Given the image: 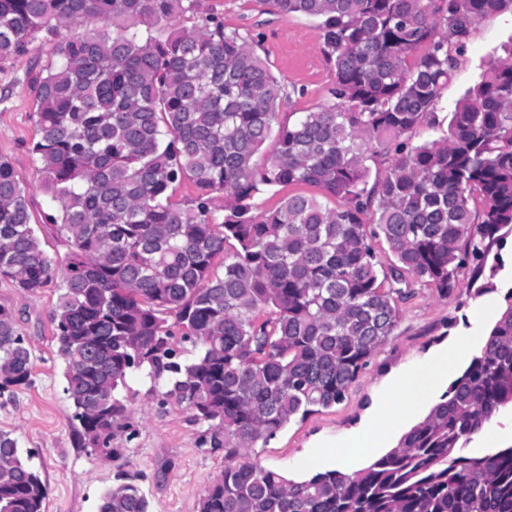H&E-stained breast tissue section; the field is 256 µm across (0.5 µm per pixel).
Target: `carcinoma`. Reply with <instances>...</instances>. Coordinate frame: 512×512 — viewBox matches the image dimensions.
Wrapping results in <instances>:
<instances>
[{
	"mask_svg": "<svg viewBox=\"0 0 512 512\" xmlns=\"http://www.w3.org/2000/svg\"><path fill=\"white\" fill-rule=\"evenodd\" d=\"M265 2L316 22L333 73L329 101L288 124L255 40L226 32L202 0H0V69L40 37L53 43L31 78L28 152L54 204L45 221L71 248L56 275L0 157V278L58 290L52 338L83 447L115 454L135 372L207 424L224 470L198 512H512V445L463 453L512 408V288L478 354L371 464L295 481L237 461L346 399L411 283L446 297L460 273L499 267L512 234V41L440 138L412 140L422 120L442 124L456 54L512 0ZM187 15L196 23L178 26ZM379 162L388 172L371 185ZM186 179L194 194L173 201ZM298 183L337 206L302 193L253 203ZM379 241L395 258L387 271ZM33 365L0 305V390L30 385ZM118 480L99 512H149L135 479ZM47 496L0 431V512H44ZM290 193H296V192H302L309 195H315L317 198L321 199L324 203L328 204L330 207L336 206V203L332 199H325L321 196L320 192L312 186L309 185H294L290 187H286L282 190L280 188H275L272 191H266L262 194H258L255 199L254 203L259 209L267 210L272 207H275L279 200Z\"/></svg>",
	"mask_w": 512,
	"mask_h": 512,
	"instance_id": "1",
	"label": "carcinoma"
}]
</instances>
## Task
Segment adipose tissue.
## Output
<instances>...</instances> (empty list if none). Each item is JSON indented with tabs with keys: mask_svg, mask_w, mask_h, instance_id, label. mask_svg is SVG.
<instances>
[{
	"mask_svg": "<svg viewBox=\"0 0 512 512\" xmlns=\"http://www.w3.org/2000/svg\"><path fill=\"white\" fill-rule=\"evenodd\" d=\"M472 353V339L464 336L426 363L407 369L393 384L395 391L401 393L404 400L397 415L378 411L367 425L350 432L337 442L334 452L318 449L312 457L313 462H321L331 455L335 458L336 468L345 472L354 471L360 464L369 462L378 448L387 443L391 418L403 420L412 415L417 409L419 395L427 392L433 381L447 377L455 365L468 360Z\"/></svg>",
	"mask_w": 512,
	"mask_h": 512,
	"instance_id": "adipose-tissue-1",
	"label": "adipose tissue"
}]
</instances>
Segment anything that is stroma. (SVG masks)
<instances>
[{"label": "stroma", "mask_w": 512, "mask_h": 512, "mask_svg": "<svg viewBox=\"0 0 512 512\" xmlns=\"http://www.w3.org/2000/svg\"><path fill=\"white\" fill-rule=\"evenodd\" d=\"M205 3L223 12L226 31H238L257 42L258 53L268 60L288 93L280 108L281 118L327 103L332 70L314 23L273 13L264 0ZM511 40L512 12L481 21L441 91L445 110H452L479 82L490 61L503 57L502 47ZM30 60L20 59L0 72V91L9 94L8 102L0 104V156L12 161L24 181L42 248L61 265L69 246L44 221L51 210L50 200L27 152L36 132L32 119L35 92L27 75ZM501 255L503 263L496 273L479 278L480 283H493V291L476 294L465 274L459 288L445 298L433 287L414 284L412 297L401 305L402 317L394 334L359 374L346 400L290 423L254 448L248 462L297 480L305 478L311 472L305 461L317 445L335 443L378 412L393 395V381L406 368L446 350L458 337L485 336L496 320L495 315L485 314V306H500L512 287V237ZM56 300L55 289L31 296L0 279V304L15 310L19 329L34 355L32 386L0 393V431L11 432L21 449L34 451L33 463L49 490L45 512H98L102 493L122 471L138 475L150 512H198L208 482L224 468V451L203 444V425L194 423L185 407L160 404L141 375L130 376L124 391L134 410L135 435L115 440L119 458L105 460L81 447L52 339L50 313Z\"/></svg>", "instance_id": "1"}]
</instances>
